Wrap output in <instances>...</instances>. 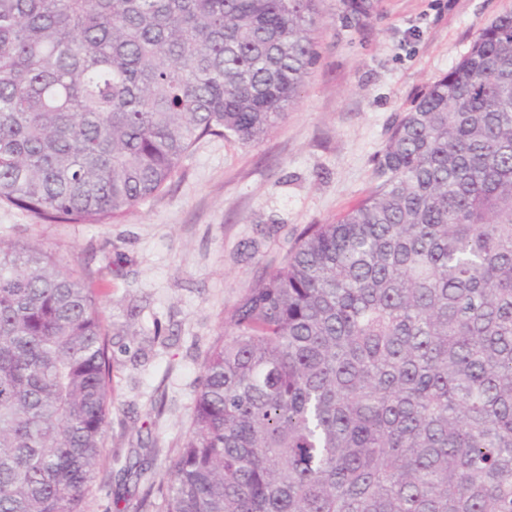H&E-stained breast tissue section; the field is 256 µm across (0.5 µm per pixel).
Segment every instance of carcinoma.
I'll return each instance as SVG.
<instances>
[{"instance_id":"obj_1","label":"carcinoma","mask_w":512,"mask_h":512,"mask_svg":"<svg viewBox=\"0 0 512 512\" xmlns=\"http://www.w3.org/2000/svg\"><path fill=\"white\" fill-rule=\"evenodd\" d=\"M314 0H0V204L110 224L208 136L267 137ZM204 366L156 512H512V12L394 126ZM112 413L98 295L0 237V512H83Z\"/></svg>"}]
</instances>
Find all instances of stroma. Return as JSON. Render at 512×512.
<instances>
[{"mask_svg":"<svg viewBox=\"0 0 512 512\" xmlns=\"http://www.w3.org/2000/svg\"><path fill=\"white\" fill-rule=\"evenodd\" d=\"M316 0L318 54L266 139L207 137L167 187L111 224H45L0 205V237L34 242L99 296L112 414L84 512H135L187 434L204 361L233 307L310 224L378 183L390 132L512 0Z\"/></svg>","mask_w":512,"mask_h":512,"instance_id":"1","label":"stroma"}]
</instances>
